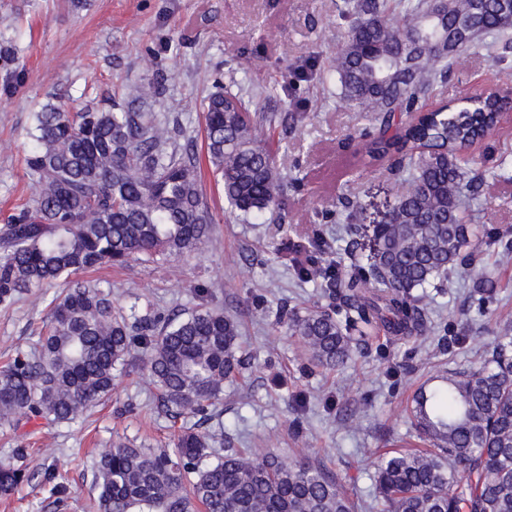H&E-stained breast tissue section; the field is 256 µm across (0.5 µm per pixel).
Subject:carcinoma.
<instances>
[{"instance_id": "1", "label": "carcinoma", "mask_w": 512, "mask_h": 512, "mask_svg": "<svg viewBox=\"0 0 512 512\" xmlns=\"http://www.w3.org/2000/svg\"><path fill=\"white\" fill-rule=\"evenodd\" d=\"M400 19L387 0H344L348 31L324 79L336 81L356 112H370L377 131L360 133L365 166L406 165L395 204L374 226V247L349 269L328 262L330 245L314 234L315 255L299 275L322 288L325 308L287 313L290 335L309 361L334 371L354 348L385 330L404 340L433 333L424 289L461 269L476 271L469 226L485 171L466 170L460 151L512 112V89L450 106L421 101L452 54L512 29V0H400ZM217 91L204 105L205 158L223 184L224 201L243 217L274 215L288 190L272 142L242 100ZM162 94L149 81L106 108L71 111L48 104L34 113L25 156L31 194L0 225V306L34 288L59 282L51 317L28 349L0 367V430L20 417L47 425L83 416L112 391L115 371L141 360L156 390V408L171 422L209 417L224 383L245 369L239 324L224 310L200 304L181 317L126 313L112 293L81 272L101 265L180 261L205 242L212 215L201 188L194 141L151 106ZM478 307L495 296L479 274ZM420 387L412 425L429 447L379 455L373 475L384 512H512V326L499 327L479 366L445 371ZM164 448L117 440L94 465L97 512H358L342 478L305 459L286 460L264 448H226L224 435L184 430ZM0 462V497L32 481L21 464L35 448H16Z\"/></svg>"}]
</instances>
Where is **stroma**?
<instances>
[{
    "label": "stroma",
    "instance_id": "obj_1",
    "mask_svg": "<svg viewBox=\"0 0 512 512\" xmlns=\"http://www.w3.org/2000/svg\"><path fill=\"white\" fill-rule=\"evenodd\" d=\"M342 0H0V219L26 201L30 181L25 156L33 115L62 99L72 109L120 95L126 88L163 77L154 110L178 118L186 136L204 138L202 103L215 81L243 98L251 111L278 110L286 121V149L276 154L281 172L301 178L280 217L242 219L230 212L211 172L202 188L214 225L202 248L179 262L105 266L86 277L112 290L122 308L191 312L201 296L234 315L239 346L249 361L243 376L225 385L220 416L203 431L225 426L229 448H268L284 458H307L346 481L356 501L373 499L371 476L379 453L416 439L407 417L412 397L431 386L439 370L479 365L500 322L512 321V117L465 156L486 170L472 205L471 223L499 232L502 244L487 248L485 272L499 282L493 301L479 307L473 283L454 271L426 291L433 324L454 323L465 344L445 350L414 346L382 333L333 372L310 369L297 338L280 321L281 310L303 313L327 300L315 283L296 276V250L313 232L331 243L330 261L348 265L352 234L346 224H319L321 211L358 201L364 225L378 223L395 202L399 182L384 166L356 165L353 153L369 115L339 99L323 74L343 42ZM512 75V46L487 50L484 42L463 52L439 83L438 100H458L504 86ZM299 120H292V113ZM61 290H32L0 308V363L26 346L50 316ZM155 390L141 361L119 374L110 396L84 418L56 427L22 421L0 433V461L18 443L34 447L28 469L54 466L67 491L56 495L33 479L0 512H92L96 496L90 463L118 438L147 448H168L180 431L154 410Z\"/></svg>",
    "mask_w": 512,
    "mask_h": 512
}]
</instances>
